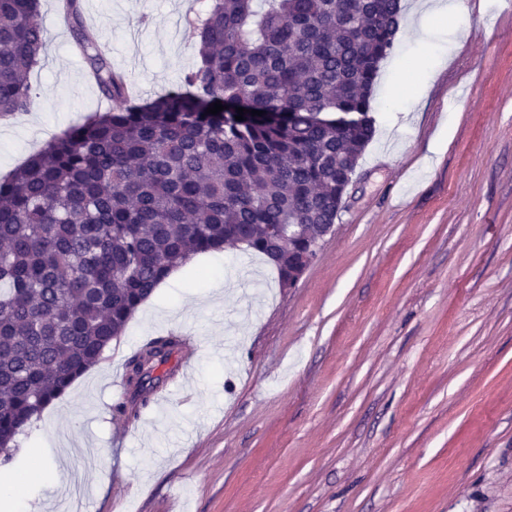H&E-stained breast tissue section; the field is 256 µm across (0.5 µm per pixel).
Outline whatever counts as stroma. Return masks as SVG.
<instances>
[{"mask_svg":"<svg viewBox=\"0 0 512 512\" xmlns=\"http://www.w3.org/2000/svg\"><path fill=\"white\" fill-rule=\"evenodd\" d=\"M469 2L462 37L402 0L376 136L296 287L228 249L156 289L17 438L16 512H67L75 479L85 512H512V0ZM80 4L144 99L198 65L186 16L207 0ZM41 17L48 53L28 111L0 116V178L104 99L59 0ZM177 328L183 388L118 414L127 360Z\"/></svg>","mask_w":512,"mask_h":512,"instance_id":"stroma-1","label":"stroma"}]
</instances>
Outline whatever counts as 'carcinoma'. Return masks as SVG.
<instances>
[{
	"mask_svg": "<svg viewBox=\"0 0 512 512\" xmlns=\"http://www.w3.org/2000/svg\"><path fill=\"white\" fill-rule=\"evenodd\" d=\"M40 0H0V116L27 110L46 49ZM94 82L112 68L77 0H61ZM400 0H211L187 23L199 65L145 105L95 112L0 179V451L101 358L137 308L193 255L257 252L279 279L299 240L335 224L346 174L374 136L370 99ZM220 101L227 109L206 113ZM264 112L235 119L236 108ZM186 345L150 339L125 364L137 414Z\"/></svg>",
	"mask_w": 512,
	"mask_h": 512,
	"instance_id": "carcinoma-1",
	"label": "carcinoma"
}]
</instances>
